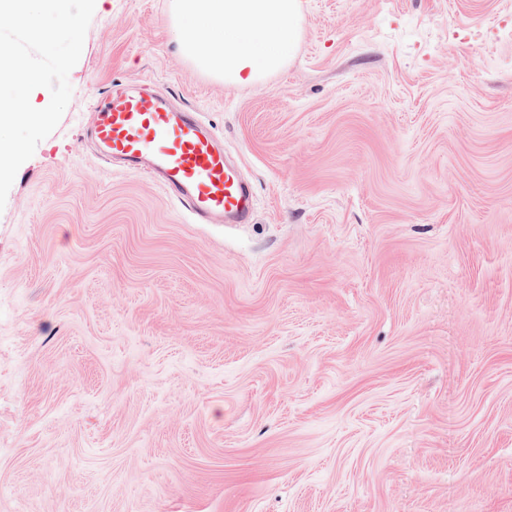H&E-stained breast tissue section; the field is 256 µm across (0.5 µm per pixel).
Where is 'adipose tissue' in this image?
I'll list each match as a JSON object with an SVG mask.
<instances>
[{
    "label": "adipose tissue",
    "instance_id": "1",
    "mask_svg": "<svg viewBox=\"0 0 512 512\" xmlns=\"http://www.w3.org/2000/svg\"><path fill=\"white\" fill-rule=\"evenodd\" d=\"M170 21L186 60L238 85L283 68L301 35L299 0H172Z\"/></svg>",
    "mask_w": 512,
    "mask_h": 512
}]
</instances>
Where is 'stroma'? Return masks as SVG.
<instances>
[{
	"mask_svg": "<svg viewBox=\"0 0 512 512\" xmlns=\"http://www.w3.org/2000/svg\"><path fill=\"white\" fill-rule=\"evenodd\" d=\"M247 85L104 0L0 210V512H512V0H300ZM143 79L253 185L197 224L91 141Z\"/></svg>",
	"mask_w": 512,
	"mask_h": 512,
	"instance_id": "stroma-1",
	"label": "stroma"
}]
</instances>
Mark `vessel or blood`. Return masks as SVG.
Returning <instances> with one entry per match:
<instances>
[{
    "instance_id": "vessel-or-blood-1",
    "label": "vessel or blood",
    "mask_w": 512,
    "mask_h": 512,
    "mask_svg": "<svg viewBox=\"0 0 512 512\" xmlns=\"http://www.w3.org/2000/svg\"><path fill=\"white\" fill-rule=\"evenodd\" d=\"M91 135L108 159L158 178L196 223L251 222L252 189L198 112L173 106L168 96L131 82L99 97Z\"/></svg>"
}]
</instances>
